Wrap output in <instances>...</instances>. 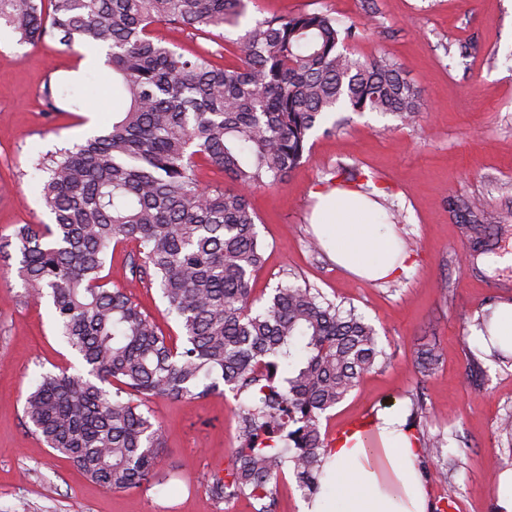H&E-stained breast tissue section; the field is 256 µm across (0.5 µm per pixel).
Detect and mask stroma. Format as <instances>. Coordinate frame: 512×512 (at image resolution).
<instances>
[{
  "label": "stroma",
  "instance_id": "1",
  "mask_svg": "<svg viewBox=\"0 0 512 512\" xmlns=\"http://www.w3.org/2000/svg\"><path fill=\"white\" fill-rule=\"evenodd\" d=\"M320 9L372 23L347 48L361 58L390 57L419 88L424 109L412 125L375 113L350 114L340 130L315 131L310 152L277 186L248 198L259 217L266 262L253 295L265 300L288 277L329 299L353 305L376 328L382 366L321 421L326 442L354 421L402 408L423 412L411 424L424 443L443 439L446 478L425 483L427 512H498L493 461L512 466L498 433L512 413V365L497 364L471 337L477 318L512 303V223L497 253L468 261L459 203L478 200L490 212L512 209V0H249L239 27L203 37L171 25L155 34L181 50L206 47L234 64L233 43L263 19ZM74 92L84 107L47 111L45 85ZM125 106L112 93L104 56L58 38L21 44L0 34V237L16 225L52 217L32 176L35 156L83 142ZM363 185L379 203L375 220L391 224L409 268L385 282L360 279L311 250L309 218L318 190ZM17 259L0 260V512H253L246 498L224 503L210 489L237 441V403L212 394L193 403L166 397L145 411L161 427L164 447L149 484L120 492L92 483L53 454L23 416L34 378L81 362L58 335L48 302L24 298ZM435 346L431 376L416 364Z\"/></svg>",
  "mask_w": 512,
  "mask_h": 512
}]
</instances>
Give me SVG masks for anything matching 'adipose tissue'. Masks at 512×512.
Wrapping results in <instances>:
<instances>
[{
	"mask_svg": "<svg viewBox=\"0 0 512 512\" xmlns=\"http://www.w3.org/2000/svg\"><path fill=\"white\" fill-rule=\"evenodd\" d=\"M316 197L313 230L339 266L374 282L406 270L409 254L387 225L375 223L369 197L344 189ZM420 453L400 412L380 413L366 431L336 442L322 491L303 512H426Z\"/></svg>",
	"mask_w": 512,
	"mask_h": 512,
	"instance_id": "1",
	"label": "adipose tissue"
}]
</instances>
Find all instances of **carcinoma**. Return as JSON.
Masks as SVG:
<instances>
[{"mask_svg": "<svg viewBox=\"0 0 512 512\" xmlns=\"http://www.w3.org/2000/svg\"><path fill=\"white\" fill-rule=\"evenodd\" d=\"M245 8L246 0H0V29L20 43L58 36L104 51L126 102L100 133L33 161L53 223L0 238V258L19 251L25 294L49 300L83 365L40 373L26 396L24 416L48 448L106 490L137 488L154 478L163 448L142 400L227 391L238 401L240 446L211 492L271 512L268 485L287 472L304 496L321 491V418L386 354L355 308L307 284L280 283L255 307L264 243L247 191L283 182L335 112L409 123L424 103L396 62L342 47L356 23L318 9L259 22L233 42V67L154 34L160 24L198 34L236 27ZM59 99L82 107L45 86L48 111H59ZM199 159L233 187L202 188ZM465 212L474 262L492 253L494 225L511 224L512 212L490 215L475 200ZM128 241L138 245L129 287L110 288L106 260ZM137 287L159 290L182 343L136 303ZM438 361L433 346L419 352L423 373Z\"/></svg>", "mask_w": 512, "mask_h": 512, "instance_id": "1", "label": "carcinoma"}]
</instances>
